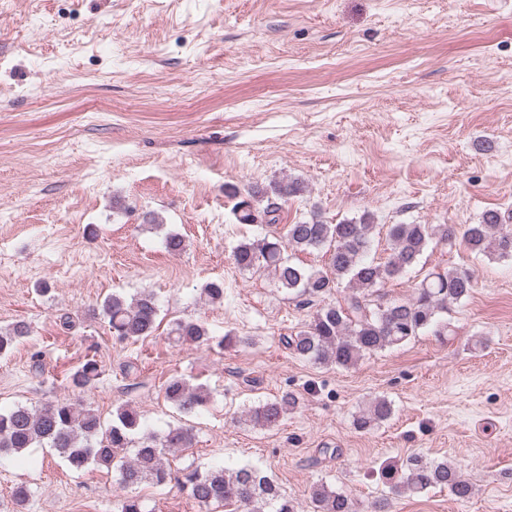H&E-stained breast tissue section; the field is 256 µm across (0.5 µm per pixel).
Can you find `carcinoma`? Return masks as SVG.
<instances>
[{"label": "carcinoma", "instance_id": "cac0c4a2", "mask_svg": "<svg viewBox=\"0 0 512 512\" xmlns=\"http://www.w3.org/2000/svg\"><path fill=\"white\" fill-rule=\"evenodd\" d=\"M303 192L297 180L255 185L235 204L242 224H252L255 212L262 211L267 223H277V200ZM264 208H259L260 204ZM377 225L370 213L359 220L326 224L318 214L310 219L285 224L257 239L239 243L233 252L242 269L270 271L278 287L291 295L321 299L332 294L340 281L347 280L348 292L333 304L319 308L296 333L284 337L286 347L298 358L321 366L350 368L363 357L401 345L430 331L448 334L443 315L451 305L468 298L475 275L468 268L452 267L431 271L415 285L409 298L381 301V290L389 281L402 278L414 267L430 244L453 247L491 258L512 260V225L502 223L499 212L488 210L477 224L460 230L454 224H390L386 230L389 255L383 263L366 259ZM329 252L328 267H306L294 261L287 250ZM112 335L123 340H146L158 328L159 305L154 293L143 291L130 297L114 293L101 306ZM29 328L23 322L0 327V355L8 353ZM174 343L219 347L242 339L224 335L217 338L198 321H175L169 331ZM100 369L88 358L72 374L71 383L84 388L95 382ZM165 399L179 412L190 415L210 399L207 387L191 385L174 377L164 385ZM299 404L292 392L250 407L246 421L255 427H277ZM392 414L391 402L373 400L354 419L358 429L384 422ZM191 430L177 427L162 435L142 429L140 414L129 404L112 413V424L104 427L101 417L89 405L57 401L41 409L15 406L0 410V458L17 455L36 445L58 452L75 470L93 465L113 474L123 487L149 482L162 486L175 483L179 490L200 507H234V512H299L298 503L286 497L278 484L261 471L242 467L226 473L222 467L201 468L193 464L172 467L168 455L192 446ZM382 474L392 487L417 495L430 489H446L460 501L470 499L473 486L458 468L446 461L421 457L409 459L404 467L386 464ZM313 512H360L345 493L325 482L309 490Z\"/></svg>", "mask_w": 512, "mask_h": 512}]
</instances>
